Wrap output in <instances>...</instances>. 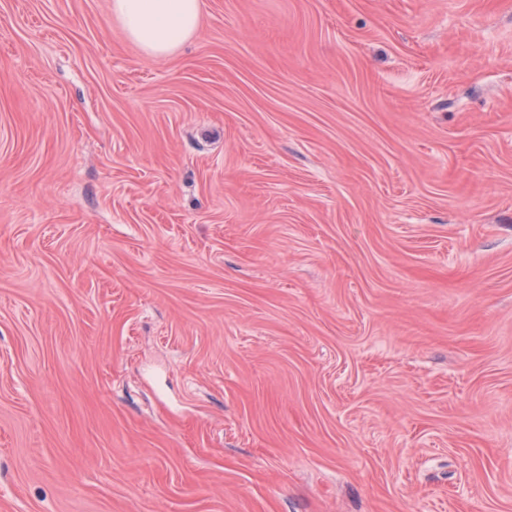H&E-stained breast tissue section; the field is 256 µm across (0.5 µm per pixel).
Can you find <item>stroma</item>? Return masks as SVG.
I'll list each match as a JSON object with an SVG mask.
<instances>
[{"label": "stroma", "instance_id": "obj_1", "mask_svg": "<svg viewBox=\"0 0 512 512\" xmlns=\"http://www.w3.org/2000/svg\"><path fill=\"white\" fill-rule=\"evenodd\" d=\"M0 0V512H512V0ZM128 39L149 57H164L196 32L201 0H113Z\"/></svg>", "mask_w": 512, "mask_h": 512}]
</instances>
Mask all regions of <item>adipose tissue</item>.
Listing matches in <instances>:
<instances>
[{"mask_svg":"<svg viewBox=\"0 0 512 512\" xmlns=\"http://www.w3.org/2000/svg\"><path fill=\"white\" fill-rule=\"evenodd\" d=\"M112 11L128 39L148 56H166L202 19L201 0H112Z\"/></svg>","mask_w":512,"mask_h":512,"instance_id":"1","label":"adipose tissue"}]
</instances>
